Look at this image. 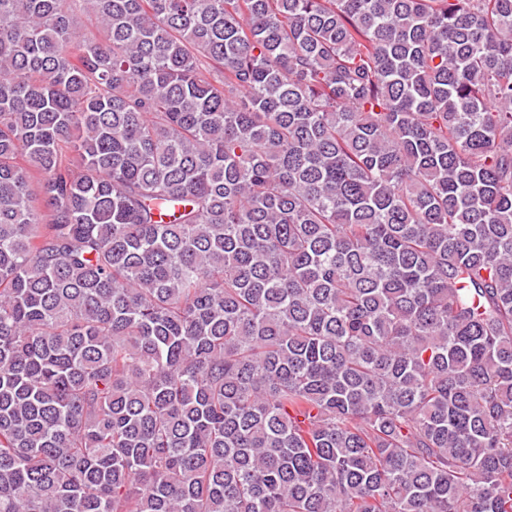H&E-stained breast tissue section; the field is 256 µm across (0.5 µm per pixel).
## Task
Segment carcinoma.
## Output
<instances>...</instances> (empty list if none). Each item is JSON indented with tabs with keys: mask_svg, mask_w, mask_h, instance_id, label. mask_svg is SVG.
<instances>
[{
	"mask_svg": "<svg viewBox=\"0 0 512 512\" xmlns=\"http://www.w3.org/2000/svg\"><path fill=\"white\" fill-rule=\"evenodd\" d=\"M0 512H512V0H0Z\"/></svg>",
	"mask_w": 512,
	"mask_h": 512,
	"instance_id": "carcinoma-1",
	"label": "carcinoma"
}]
</instances>
